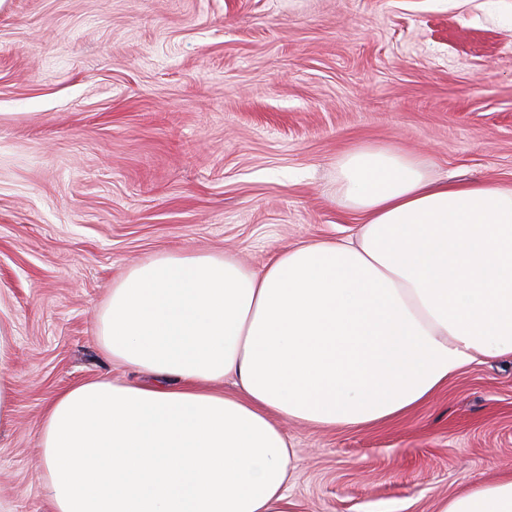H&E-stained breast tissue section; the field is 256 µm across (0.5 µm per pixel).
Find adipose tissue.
Here are the masks:
<instances>
[{"label": "adipose tissue", "instance_id": "1", "mask_svg": "<svg viewBox=\"0 0 512 512\" xmlns=\"http://www.w3.org/2000/svg\"><path fill=\"white\" fill-rule=\"evenodd\" d=\"M336 166L356 235L300 243L259 272L228 254L161 255L116 282L99 345L147 379L49 403L52 512H295L279 419L385 422L464 366L512 355V187L436 181L429 160L394 149L352 148ZM438 512H512V476Z\"/></svg>", "mask_w": 512, "mask_h": 512}]
</instances>
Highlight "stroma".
<instances>
[{
  "instance_id": "35a3bbf8",
  "label": "stroma",
  "mask_w": 512,
  "mask_h": 512,
  "mask_svg": "<svg viewBox=\"0 0 512 512\" xmlns=\"http://www.w3.org/2000/svg\"><path fill=\"white\" fill-rule=\"evenodd\" d=\"M356 145L512 186V0H0V512H51L47 403L143 381L98 342L134 265L357 231ZM297 512H436L512 475V356L382 424L282 421Z\"/></svg>"
}]
</instances>
